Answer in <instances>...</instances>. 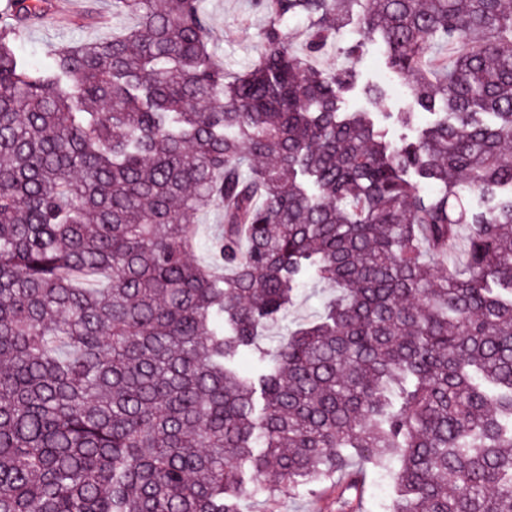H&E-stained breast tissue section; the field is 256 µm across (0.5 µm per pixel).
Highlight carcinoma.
<instances>
[{"mask_svg":"<svg viewBox=\"0 0 512 512\" xmlns=\"http://www.w3.org/2000/svg\"><path fill=\"white\" fill-rule=\"evenodd\" d=\"M255 4L232 74L202 0H112L133 27L40 67L35 5L0 19V512H240L245 464L353 512L347 448L400 459L392 512H512V0ZM350 20L415 139L314 67ZM305 272L336 297L240 375Z\"/></svg>","mask_w":512,"mask_h":512,"instance_id":"obj_1","label":"carcinoma"}]
</instances>
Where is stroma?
<instances>
[{
	"label": "stroma",
	"mask_w": 512,
	"mask_h": 512,
	"mask_svg": "<svg viewBox=\"0 0 512 512\" xmlns=\"http://www.w3.org/2000/svg\"><path fill=\"white\" fill-rule=\"evenodd\" d=\"M37 20L29 26L15 43L17 53L32 64L48 61L53 50L85 41L111 38L113 30L132 26L134 17H116L110 0H36ZM203 7L211 28V48L224 61L227 72L247 70L263 52L261 32L266 16L258 11L253 0H203ZM357 46L355 60H348L344 49ZM354 65L356 78L352 89L343 95L342 108L352 112L371 109L372 104L364 89L380 85L386 97L380 109L384 112H403L409 106V85L406 80L393 76L388 68L387 51L377 39L357 34L337 36L332 48L316 58L317 68L332 70ZM331 288L312 282L303 285L279 325L267 329L259 340L261 349L275 346L280 334L299 324L319 317ZM398 462L380 467L367 464L368 483L360 502V512H391L395 489L392 473ZM336 496L335 478H326L314 491L294 495L270 494L265 486H249L241 500V512H330L329 506Z\"/></svg>",
	"instance_id": "1"
}]
</instances>
